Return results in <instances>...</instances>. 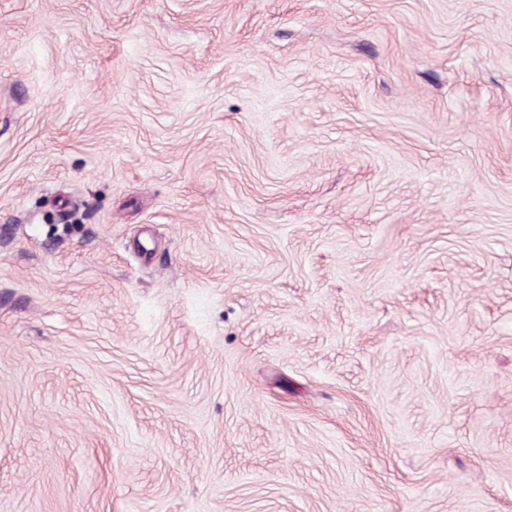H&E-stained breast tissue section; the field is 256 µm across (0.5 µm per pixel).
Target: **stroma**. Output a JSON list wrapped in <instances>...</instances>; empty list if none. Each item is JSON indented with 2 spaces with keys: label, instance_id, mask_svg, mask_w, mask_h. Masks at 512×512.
<instances>
[{
  "label": "stroma",
  "instance_id": "1",
  "mask_svg": "<svg viewBox=\"0 0 512 512\" xmlns=\"http://www.w3.org/2000/svg\"><path fill=\"white\" fill-rule=\"evenodd\" d=\"M0 512H512V0H0Z\"/></svg>",
  "mask_w": 512,
  "mask_h": 512
}]
</instances>
